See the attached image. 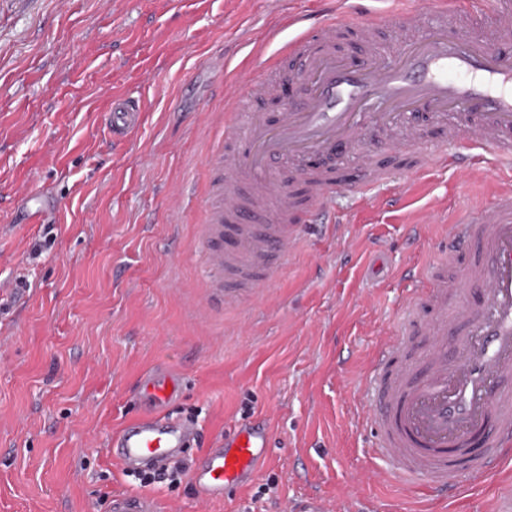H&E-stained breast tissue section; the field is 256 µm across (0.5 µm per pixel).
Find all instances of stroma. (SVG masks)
I'll return each mask as SVG.
<instances>
[{
    "instance_id": "stroma-1",
    "label": "stroma",
    "mask_w": 512,
    "mask_h": 512,
    "mask_svg": "<svg viewBox=\"0 0 512 512\" xmlns=\"http://www.w3.org/2000/svg\"><path fill=\"white\" fill-rule=\"evenodd\" d=\"M315 0H0V512H112L113 494L168 512H279L320 495L362 512H495L490 477L452 499L389 479L360 426L386 370L371 361L395 333L412 289L440 257L460 211L491 196L452 170L394 178L407 203L336 197V224L303 241L258 299L203 310L209 273L198 224L216 181L207 157L224 83L262 68ZM279 28L276 41L269 29ZM116 96L139 100L141 126L112 141ZM55 207L30 220L17 197ZM424 222L414 237L415 222ZM180 373L168 408L203 451L264 421L268 462L246 489L203 504L190 479L141 486L107 444L135 412L140 379Z\"/></svg>"
}]
</instances>
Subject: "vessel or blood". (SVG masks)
<instances>
[{
  "label": "vessel or blood",
  "instance_id": "vessel-or-blood-1",
  "mask_svg": "<svg viewBox=\"0 0 512 512\" xmlns=\"http://www.w3.org/2000/svg\"><path fill=\"white\" fill-rule=\"evenodd\" d=\"M317 15L287 20L295 35L286 50L299 62L298 91L275 119H240L242 89L261 84L245 72L242 87L225 89L226 152L217 203L200 227L210 272L207 305L239 303L270 286L301 242L300 227L335 221L339 192L364 202L402 192L393 185L400 158L423 171L454 168L470 178L480 153L512 169V0H491L473 15L470 0H418L386 13L357 0H319ZM438 22L424 27L425 11ZM143 120L138 100H112L108 128L123 140ZM358 155L350 177L334 158ZM308 190L296 206L288 174ZM444 259L421 291L431 313L409 316L387 356L403 339L425 341L405 359L363 417L377 448L394 464L392 479L421 476L443 498L468 477L512 465V181H498L479 218L462 216L443 239ZM456 271H449V263ZM142 390L153 414L128 419L109 443L113 461L130 471L161 468L196 444L195 422L163 413L178 398L180 378L159 371ZM266 427L242 424L207 449L193 473L201 501L245 489L269 454ZM112 512H158L147 496L116 494Z\"/></svg>",
  "mask_w": 512,
  "mask_h": 512
}]
</instances>
